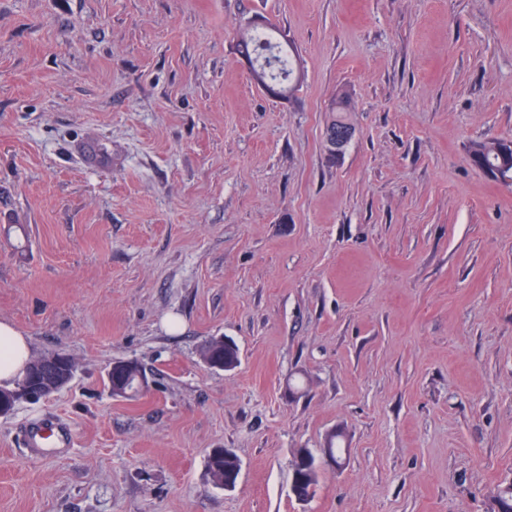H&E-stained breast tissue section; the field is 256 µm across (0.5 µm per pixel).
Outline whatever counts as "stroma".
I'll list each match as a JSON object with an SVG mask.
<instances>
[{
  "mask_svg": "<svg viewBox=\"0 0 512 512\" xmlns=\"http://www.w3.org/2000/svg\"><path fill=\"white\" fill-rule=\"evenodd\" d=\"M255 19L296 49L291 98L237 51ZM498 140L512 0H0V320L77 362L0 417V512H491L512 184L469 149ZM213 336L236 369L201 360ZM116 360L143 395L112 396ZM47 415L69 438L37 455ZM334 431L343 472L296 499L294 456ZM224 454L226 455H232L231 452H229L227 449L222 448V451H216L213 454H209L207 458V467L209 474L211 475L214 482H223L224 485L220 484L218 487L226 489H232L235 487V485L232 484V482H225L224 481V470H225V477L229 478L230 474L227 472H232L234 467H238L241 471V463H238L237 456L233 455V461H230L228 459L224 460ZM227 470V472H226ZM239 471V472H240Z\"/></svg>",
  "mask_w": 512,
  "mask_h": 512,
  "instance_id": "obj_1",
  "label": "stroma"
}]
</instances>
